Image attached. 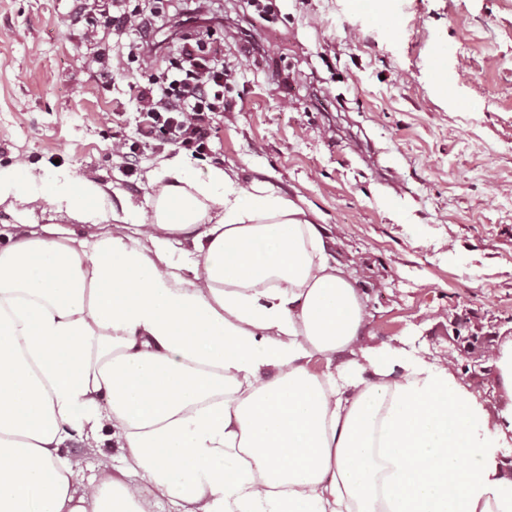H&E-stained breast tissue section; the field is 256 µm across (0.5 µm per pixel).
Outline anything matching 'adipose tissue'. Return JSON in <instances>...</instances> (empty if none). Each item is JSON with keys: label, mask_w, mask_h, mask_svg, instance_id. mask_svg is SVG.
I'll use <instances>...</instances> for the list:
<instances>
[{"label": "adipose tissue", "mask_w": 512, "mask_h": 512, "mask_svg": "<svg viewBox=\"0 0 512 512\" xmlns=\"http://www.w3.org/2000/svg\"><path fill=\"white\" fill-rule=\"evenodd\" d=\"M169 168L130 235L94 180L0 166V203L113 224L0 241V512H512V406L360 346L361 297L299 200ZM194 227L189 278L139 241ZM77 437L124 469L81 482Z\"/></svg>", "instance_id": "1"}]
</instances>
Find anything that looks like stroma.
<instances>
[{
  "label": "stroma",
  "instance_id": "1",
  "mask_svg": "<svg viewBox=\"0 0 512 512\" xmlns=\"http://www.w3.org/2000/svg\"><path fill=\"white\" fill-rule=\"evenodd\" d=\"M272 3L247 57L234 34L246 0L211 4L233 90L206 156L148 147L130 170L112 136L133 135L144 73L99 74L68 24L73 0H0V165L92 178L118 211L149 210L148 179L176 157L191 175L215 165L302 197L352 275L362 341L451 359L498 414L512 404L489 357L512 340V0H406L388 23L350 0ZM45 228L111 225L0 205V234Z\"/></svg>",
  "mask_w": 512,
  "mask_h": 512
}]
</instances>
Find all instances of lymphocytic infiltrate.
I'll use <instances>...</instances> for the list:
<instances>
[{
    "mask_svg": "<svg viewBox=\"0 0 512 512\" xmlns=\"http://www.w3.org/2000/svg\"><path fill=\"white\" fill-rule=\"evenodd\" d=\"M163 16V9L157 6L115 15L108 0L97 9L90 8L89 0H76L72 22L81 26L90 41L97 40L100 30L107 27L137 34L127 59L148 70L150 76L135 87L140 119L130 151L170 145L197 156L211 140V114L224 109V39L185 36L176 58L166 67H157V36Z\"/></svg>",
    "mask_w": 512,
    "mask_h": 512,
    "instance_id": "f902f5d3",
    "label": "lymphocytic infiltrate"
}]
</instances>
